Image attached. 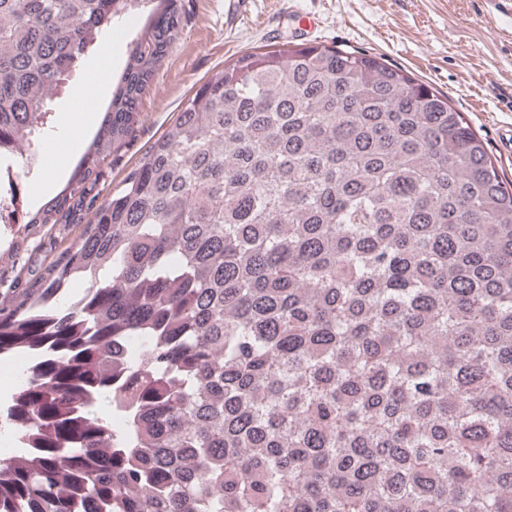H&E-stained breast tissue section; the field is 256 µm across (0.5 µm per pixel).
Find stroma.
I'll list each match as a JSON object with an SVG mask.
<instances>
[{
  "mask_svg": "<svg viewBox=\"0 0 512 512\" xmlns=\"http://www.w3.org/2000/svg\"><path fill=\"white\" fill-rule=\"evenodd\" d=\"M181 30L142 94L129 136L102 166L100 200H107L145 150L173 122L182 102L220 71L233 54L264 44L291 41L302 17L313 18L307 41L380 53L414 77L447 93L497 158L512 181V152L504 138L512 130V0H251L246 13L227 16L225 0H178ZM144 15L125 17L118 33L103 41L112 50L104 75L106 90L97 100L105 113L125 69L128 47ZM91 79L90 69L61 83L52 101L55 136L42 161L21 185L25 212L16 223L0 224V296L24 288L70 243L62 225L27 223L46 202L38 188L46 176L61 192L80 156L61 157L69 130L61 121L75 87Z\"/></svg>",
  "mask_w": 512,
  "mask_h": 512,
  "instance_id": "stroma-1",
  "label": "stroma"
}]
</instances>
